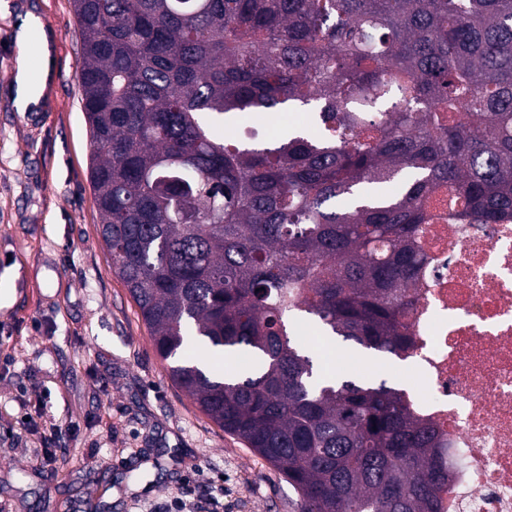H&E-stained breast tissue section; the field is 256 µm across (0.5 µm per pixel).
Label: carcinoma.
I'll return each instance as SVG.
<instances>
[{"mask_svg": "<svg viewBox=\"0 0 512 512\" xmlns=\"http://www.w3.org/2000/svg\"><path fill=\"white\" fill-rule=\"evenodd\" d=\"M72 2L100 235L173 381L299 512H438L437 427L296 329L406 359L431 199L512 220V0Z\"/></svg>", "mask_w": 512, "mask_h": 512, "instance_id": "carcinoma-1", "label": "carcinoma"}]
</instances>
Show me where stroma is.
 I'll return each instance as SVG.
<instances>
[{
    "label": "stroma",
    "instance_id": "obj_1",
    "mask_svg": "<svg viewBox=\"0 0 512 512\" xmlns=\"http://www.w3.org/2000/svg\"><path fill=\"white\" fill-rule=\"evenodd\" d=\"M54 37V79L27 121L10 98L19 14ZM71 0H0V512H154L194 484L224 512H297L275 468L224 432L171 380L99 233ZM61 431L53 481L23 418Z\"/></svg>",
    "mask_w": 512,
    "mask_h": 512
}]
</instances>
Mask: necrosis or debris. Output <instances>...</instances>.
I'll return each instance as SVG.
<instances>
[{
    "instance_id": "obj_1",
    "label": "necrosis or debris",
    "mask_w": 512,
    "mask_h": 512,
    "mask_svg": "<svg viewBox=\"0 0 512 512\" xmlns=\"http://www.w3.org/2000/svg\"><path fill=\"white\" fill-rule=\"evenodd\" d=\"M422 225L405 316L415 377L404 390L445 435L439 512H512V224H457L448 199Z\"/></svg>"
}]
</instances>
